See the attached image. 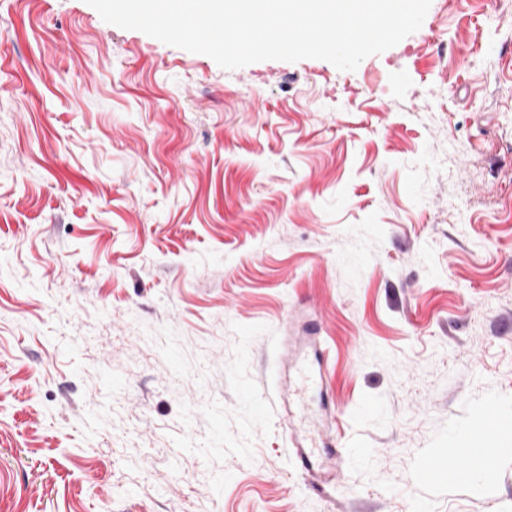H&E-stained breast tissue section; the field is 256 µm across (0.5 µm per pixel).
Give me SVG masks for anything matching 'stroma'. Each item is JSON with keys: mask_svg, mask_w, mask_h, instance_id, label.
Segmentation results:
<instances>
[{"mask_svg": "<svg viewBox=\"0 0 512 512\" xmlns=\"http://www.w3.org/2000/svg\"><path fill=\"white\" fill-rule=\"evenodd\" d=\"M311 330L360 448L326 493L277 417ZM490 412L512 0H431L353 71L0 0V512H512V432L487 479L420 470Z\"/></svg>", "mask_w": 512, "mask_h": 512, "instance_id": "obj_1", "label": "stroma"}]
</instances>
